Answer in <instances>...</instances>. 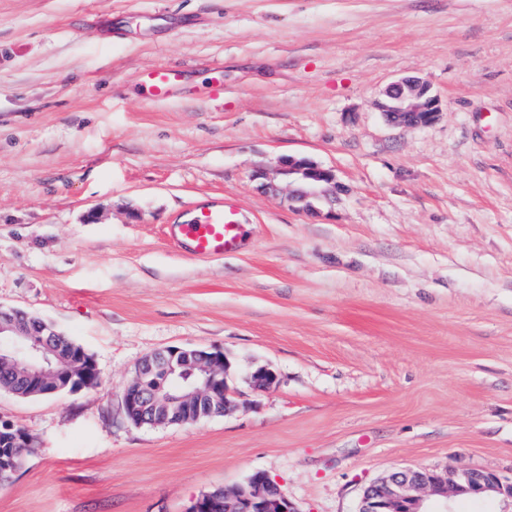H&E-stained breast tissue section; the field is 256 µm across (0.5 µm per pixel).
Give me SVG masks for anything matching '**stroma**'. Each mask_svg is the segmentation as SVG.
Here are the masks:
<instances>
[{
    "instance_id": "35a3bbf8",
    "label": "stroma",
    "mask_w": 512,
    "mask_h": 512,
    "mask_svg": "<svg viewBox=\"0 0 512 512\" xmlns=\"http://www.w3.org/2000/svg\"><path fill=\"white\" fill-rule=\"evenodd\" d=\"M162 65L185 88L155 103ZM403 77L432 124L378 109ZM288 156L333 170V205L259 190ZM226 198L239 252L168 238ZM0 306L102 377L0 389L32 440L0 512H186L256 471L296 512H357L406 467L512 478V0H0ZM170 346L223 351L234 408L131 423ZM183 80V71L174 66H160L145 73L143 86L151 100L162 101L172 97ZM380 109L393 125H427L437 118L441 105L427 83L408 78L387 87ZM72 353L66 359L67 373L70 377L74 375L100 377V370L94 357L85 355L81 347L72 345ZM101 381V377L87 385L85 388L97 386Z\"/></svg>"
}]
</instances>
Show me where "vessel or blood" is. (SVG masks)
I'll list each match as a JSON object with an SVG mask.
<instances>
[{
	"label": "vessel or blood",
	"instance_id": "vessel-or-blood-1",
	"mask_svg": "<svg viewBox=\"0 0 512 512\" xmlns=\"http://www.w3.org/2000/svg\"><path fill=\"white\" fill-rule=\"evenodd\" d=\"M182 80L180 68L160 66L146 72L143 86L150 99L162 101L176 93ZM237 214V206L225 200L206 204L196 210L190 221L170 225L169 234L194 256L233 254L241 249L246 237Z\"/></svg>",
	"mask_w": 512,
	"mask_h": 512
}]
</instances>
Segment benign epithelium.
<instances>
[{
	"label": "benign epithelium",
	"instance_id": "obj_1",
	"mask_svg": "<svg viewBox=\"0 0 512 512\" xmlns=\"http://www.w3.org/2000/svg\"><path fill=\"white\" fill-rule=\"evenodd\" d=\"M380 109L388 122L398 126L427 125L441 112L440 100L430 86L408 78L390 84ZM279 174L294 179L300 188L292 200L301 211L310 210L309 199L320 198L327 203L336 200V175L308 159L286 157L281 160ZM57 335L48 323H33L27 313L0 308V353L11 350L21 357L26 376L37 377L53 369L57 351L41 335ZM192 358L189 373L183 375V394L166 392L167 377L174 374L184 359ZM70 375L100 376L94 358L85 355L79 346H72L66 359ZM230 367L224 352L198 346L168 347L144 359L135 376L125 386L122 403L126 417L136 425L188 424L200 415L183 416L194 399H208L209 415L224 413L230 403L227 371ZM255 389L262 391L276 381V374L261 366L251 375ZM496 494L512 499V482L491 471L460 468L451 474L427 469L396 471L364 492L358 512H431L427 499L448 508V497L469 494ZM187 512H297L278 484L265 473L257 471L245 483L197 498Z\"/></svg>",
	"mask_w": 512,
	"mask_h": 512
}]
</instances>
